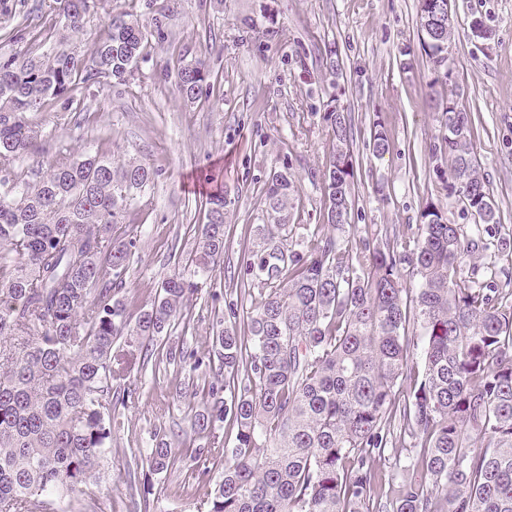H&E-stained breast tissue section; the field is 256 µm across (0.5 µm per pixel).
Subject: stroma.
Instances as JSON below:
<instances>
[{
  "label": "stroma",
  "instance_id": "obj_1",
  "mask_svg": "<svg viewBox=\"0 0 512 512\" xmlns=\"http://www.w3.org/2000/svg\"><path fill=\"white\" fill-rule=\"evenodd\" d=\"M52 0H0V53L15 51L9 36L24 27L42 37L29 44L37 57L59 48L50 29ZM137 14L151 24L165 13V36L149 34L127 82L100 90L79 84L70 97L53 99L33 113L40 135L11 169L39 180L46 159L64 150L114 154L153 167L155 181L126 211L123 222L137 239L127 280L130 311L150 306L161 282L195 247L205 214L196 199L203 174L223 180L224 263L186 303V329L161 337L151 360L113 349L131 370L139 395L117 407L112 444L89 495L63 500L59 512H197L211 489L203 464L191 455L201 443L188 402L179 398L189 371L166 364L165 349L187 344L206 354L217 321L229 304L242 303L238 261L262 223V190L273 173L288 170L294 183L291 222L304 249L327 199L322 174L336 152L325 113L351 116L357 176L348 222L357 240L378 245L416 234L425 208L452 224H469L451 204L438 175L448 168L439 108L455 99L470 118L474 152L498 210L493 248L467 260V271L498 272L512 291V0H452L455 38L450 79L437 78L421 46L417 0H96L73 43L90 58L116 14ZM488 38L474 37L472 18ZM336 48L341 64L326 62ZM200 62L221 81L192 103L175 90L177 72ZM382 126L389 148L372 155L370 133ZM167 436L183 457L167 471L150 468L155 434Z\"/></svg>",
  "mask_w": 512,
  "mask_h": 512
}]
</instances>
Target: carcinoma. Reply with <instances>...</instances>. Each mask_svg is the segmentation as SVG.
<instances>
[{
    "label": "carcinoma",
    "instance_id": "1",
    "mask_svg": "<svg viewBox=\"0 0 512 512\" xmlns=\"http://www.w3.org/2000/svg\"><path fill=\"white\" fill-rule=\"evenodd\" d=\"M53 2L67 42L83 31L91 0ZM146 45L139 20L123 13L87 67L72 48L0 54V343L15 341L0 350V512H57L61 499L88 493L112 442V411L136 398L113 348L121 341L149 356L183 321L184 299L224 262L217 189L198 199L206 224L194 255L134 315L126 284L136 238L119 224L154 170L91 152L51 159L33 184L4 168L38 137L27 114L80 83L126 81ZM212 87L201 64L180 68L184 100ZM442 112L445 188L473 220L469 233L428 209L400 247L353 245L356 161L342 112L328 115L336 133L323 173L328 207L306 252L293 248L288 172L267 183V221L240 257L238 276L253 284L243 333L225 327L202 356L178 345L166 352L173 364L213 374L192 429L207 439L194 458L219 476L197 512H512V302L495 274L480 281L465 272L499 220L467 112L453 99ZM226 421L237 429L232 448L216 435ZM394 423L411 456L381 501L374 463L391 455ZM175 461L156 436L152 469Z\"/></svg>",
    "mask_w": 512,
    "mask_h": 512
}]
</instances>
